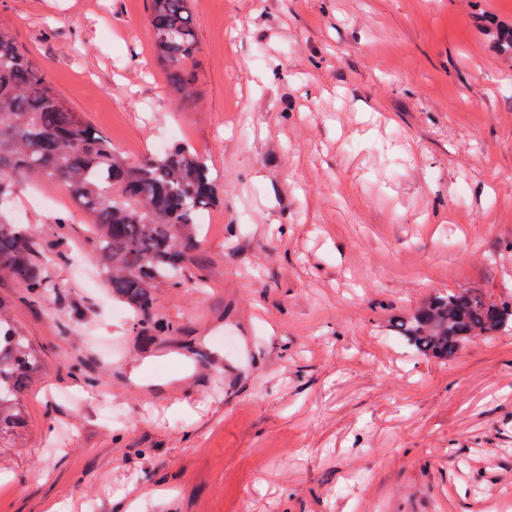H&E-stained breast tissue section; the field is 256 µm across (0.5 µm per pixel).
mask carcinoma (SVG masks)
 Wrapping results in <instances>:
<instances>
[{
    "instance_id": "carcinoma-1",
    "label": "carcinoma",
    "mask_w": 512,
    "mask_h": 512,
    "mask_svg": "<svg viewBox=\"0 0 512 512\" xmlns=\"http://www.w3.org/2000/svg\"><path fill=\"white\" fill-rule=\"evenodd\" d=\"M154 52L174 92H193L199 46L189 0H150ZM63 182L94 219L97 262L112 298L147 324L154 337L174 324L156 312L155 288L182 285L201 214L216 199V177L205 160L175 143L141 160L118 152L80 113L62 101L45 75L0 29V204L9 203L19 174ZM57 251L40 258L31 228L0 221V277L18 281L32 299L49 292L46 267L68 264ZM386 335L441 365L475 340L512 329V298L489 302L471 291H435L414 311L393 312ZM43 370L30 339L0 303V437L26 424L22 392Z\"/></svg>"
}]
</instances>
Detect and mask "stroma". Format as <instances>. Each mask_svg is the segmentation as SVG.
I'll return each mask as SVG.
<instances>
[{
    "label": "stroma",
    "instance_id": "1",
    "mask_svg": "<svg viewBox=\"0 0 512 512\" xmlns=\"http://www.w3.org/2000/svg\"><path fill=\"white\" fill-rule=\"evenodd\" d=\"M149 4L0 0L118 151L180 141L217 177L155 340L113 318L64 183L18 179L0 220L74 263L35 303L0 280L45 357L0 512H512V331L440 365L383 329L437 290L512 295V52L484 33L512 0H191L186 99Z\"/></svg>",
    "mask_w": 512,
    "mask_h": 512
}]
</instances>
